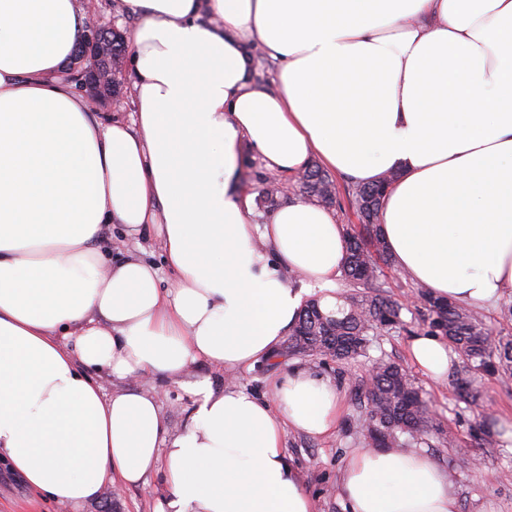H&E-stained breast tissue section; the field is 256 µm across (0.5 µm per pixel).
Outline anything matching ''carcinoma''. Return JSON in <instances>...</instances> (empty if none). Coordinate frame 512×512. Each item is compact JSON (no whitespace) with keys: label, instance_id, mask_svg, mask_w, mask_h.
<instances>
[{"label":"carcinoma","instance_id":"carcinoma-1","mask_svg":"<svg viewBox=\"0 0 512 512\" xmlns=\"http://www.w3.org/2000/svg\"><path fill=\"white\" fill-rule=\"evenodd\" d=\"M125 47L123 33H112V55L99 61L102 71L112 73V82L105 86L107 94L118 95ZM398 177V172L389 171L373 184H358L348 190L367 236L347 231L341 279L351 288L369 289L370 294L347 293L337 310L329 312L321 308L319 301H309L288 338L286 354L353 364L367 357L371 337L404 325L403 306L376 289L377 257L385 253L378 235L380 200ZM300 184L309 200L336 204L337 186L318 166H309L300 177ZM414 296L423 309L422 322L427 331L445 337L462 356V365L455 368L453 376L459 398L478 400L479 394L470 384L473 374L512 371V339L493 335L478 311L436 298L421 285ZM369 371V379L363 382V402L357 403L360 411L355 423L366 432L372 446L401 447L402 436L418 441L435 435L453 442L436 425L422 390L399 364L377 359L370 363Z\"/></svg>","mask_w":512,"mask_h":512}]
</instances>
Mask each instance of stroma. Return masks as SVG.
Wrapping results in <instances>:
<instances>
[{"label": "stroma", "instance_id": "1", "mask_svg": "<svg viewBox=\"0 0 512 512\" xmlns=\"http://www.w3.org/2000/svg\"><path fill=\"white\" fill-rule=\"evenodd\" d=\"M239 189L256 198L257 217H265L270 204L260 201L261 190L273 177L260 157L244 152L240 161ZM106 261H117L125 252L132 251L146 261L161 268L160 287H168L170 274L165 270L162 243L153 235L135 240L124 239L122 227H106L100 244ZM378 282L386 294L405 308L401 313L407 327L375 338L370 354L401 364L416 383L423 388L430 409L440 427L450 432L453 442L433 436L416 444L418 450L443 467L450 478L459 503V512H512V375L481 374L473 386L479 391V404L471 405L459 399L451 382L435 383L414 367L407 350L410 333L419 331L422 322L416 309L407 303L415 284L405 276L396 274L391 263L380 265ZM303 365L329 377L342 391L344 410L337 430L327 437H313L290 430L285 435V446L292 457L307 490L316 499L318 512H341L336 499V483L343 463L351 449L364 447L365 433L354 424L356 404L354 389L365 380L367 361L352 365L306 357ZM136 387L156 389L160 394L162 415L171 433H181L192 408L191 396L179 382L161 379H139ZM491 416L493 428L500 440L499 447L481 445L478 423L482 416ZM476 456L478 465H459L461 453ZM167 493L161 476H153L147 484L119 488L117 494H102L85 504L80 512H153L156 502ZM0 512H71L70 508L55 502L47 494L30 488L24 478L0 463Z\"/></svg>", "mask_w": 512, "mask_h": 512}]
</instances>
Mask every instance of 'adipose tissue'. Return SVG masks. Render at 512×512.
I'll return each mask as SVG.
<instances>
[{
  "label": "adipose tissue",
  "mask_w": 512,
  "mask_h": 512,
  "mask_svg": "<svg viewBox=\"0 0 512 512\" xmlns=\"http://www.w3.org/2000/svg\"><path fill=\"white\" fill-rule=\"evenodd\" d=\"M131 122H104L60 71L87 17L78 0H0V460L65 505L106 485L168 489L155 512H316L284 447L324 437L343 401L293 368L263 400L188 381L268 359L295 324L298 271L336 306L346 231L288 200L257 221L235 186L243 146L294 174L310 156L353 183L388 171L380 234L392 265L482 308L512 295V0H121ZM279 59L255 83V50ZM155 228L172 286L137 255L106 263L104 227ZM442 382V337L409 341ZM184 379L193 408L169 435L156 393ZM344 512H458L448 474L412 448H358Z\"/></svg>",
  "instance_id": "obj_1"
}]
</instances>
